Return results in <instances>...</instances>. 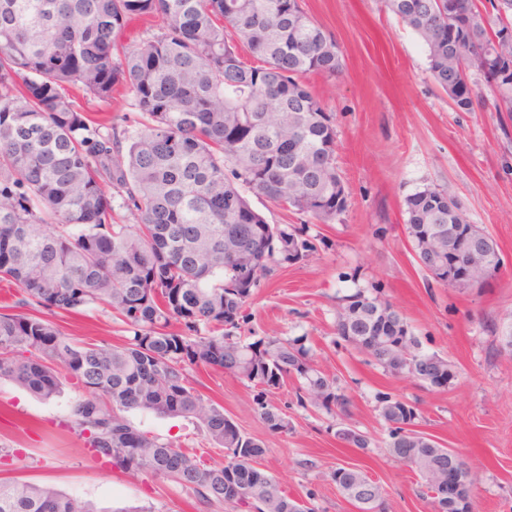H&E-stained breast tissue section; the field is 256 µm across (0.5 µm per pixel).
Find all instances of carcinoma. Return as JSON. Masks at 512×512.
<instances>
[{
  "mask_svg": "<svg viewBox=\"0 0 512 512\" xmlns=\"http://www.w3.org/2000/svg\"><path fill=\"white\" fill-rule=\"evenodd\" d=\"M383 2L422 39L429 71L457 110L484 103L463 82L475 68L495 90V111L512 116V82L501 77L512 42L491 13L495 0ZM156 18L141 45L120 42L131 23ZM340 71L336 40L299 0H0V279L22 295V311L0 312V379L43 400L65 380L80 386L71 426L89 433L94 457L122 471L150 472L210 505L316 512L282 490L262 467L263 442L206 403L190 370H223L263 394L296 378L301 399L349 415L350 397L315 368L302 339L237 336L252 289L311 250L300 228L267 223L246 193L322 224L347 207L333 117L300 82ZM120 89L140 112L134 127L96 120L66 95L109 104ZM116 199L134 223H115ZM405 206L422 270L445 288H468L452 260L435 269L420 245L436 225L468 231L456 198L427 187ZM98 304L128 326L123 343L79 341L45 318ZM384 308L392 304L363 291L342 298L337 334L392 374L448 386L450 362L420 351L405 318L396 316L399 337L373 342ZM401 341L428 363L410 370ZM261 409L269 431L288 430L285 416ZM132 410L196 420L224 449V464L207 467L140 431L125 416ZM377 411L392 426L389 453L435 492L430 477L448 466V449L417 429L412 405L383 396ZM336 437L369 446L343 422ZM348 484L383 502L362 469L345 470ZM0 512L97 510L50 486L0 479Z\"/></svg>",
  "mask_w": 512,
  "mask_h": 512,
  "instance_id": "obj_1",
  "label": "carcinoma"
}]
</instances>
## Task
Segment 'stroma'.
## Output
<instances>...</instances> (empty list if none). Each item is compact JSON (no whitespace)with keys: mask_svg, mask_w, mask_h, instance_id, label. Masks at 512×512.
I'll list each match as a JSON object with an SVG mask.
<instances>
[{"mask_svg":"<svg viewBox=\"0 0 512 512\" xmlns=\"http://www.w3.org/2000/svg\"><path fill=\"white\" fill-rule=\"evenodd\" d=\"M302 6L341 51L338 77L308 74L304 81L335 117L336 165L348 204L333 223L321 224L251 197L268 223L302 228L312 251L279 264L254 288L242 334L250 341L303 338L319 370L350 396L347 422L370 445L340 443L335 417L298 404L296 381L264 394L223 371L198 368L191 379L206 402L263 441V467L316 512H353L332 478L348 465L382 486L385 512H435L416 469L388 451L389 430L377 411L383 396L415 405L419 430L457 451L476 473L472 512H512V356L499 350L501 329L512 322V119L494 112L493 91L477 73L472 81L485 107L455 109L433 80L418 36L382 0H302ZM438 186L498 245L504 265L484 288L442 287L416 261L405 233V199ZM375 287L402 312L423 352L453 364L457 377L450 386L432 388L386 372L338 340L339 298ZM52 320L84 341L118 344L126 328L102 305ZM260 393L288 418L289 431L267 429L255 400ZM83 394L68 383L44 401L0 379V446L10 450L0 455V477L54 486L101 512H228L150 473L127 474L94 458L85 438L68 426ZM128 419L206 465L224 461L223 449L191 421L140 411Z\"/></svg>","mask_w":512,"mask_h":512,"instance_id":"stroma-1","label":"stroma"}]
</instances>
